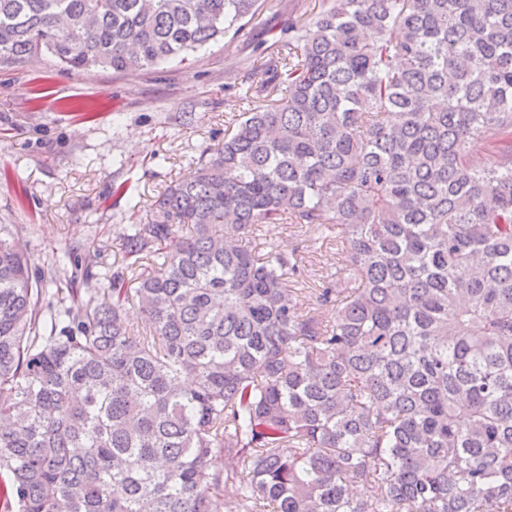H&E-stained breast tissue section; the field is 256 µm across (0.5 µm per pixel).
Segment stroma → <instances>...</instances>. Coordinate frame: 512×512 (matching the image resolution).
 Masks as SVG:
<instances>
[{
  "label": "stroma",
  "instance_id": "35a3bbf8",
  "mask_svg": "<svg viewBox=\"0 0 512 512\" xmlns=\"http://www.w3.org/2000/svg\"><path fill=\"white\" fill-rule=\"evenodd\" d=\"M321 4L266 0L243 33L135 75L76 74L44 51L0 65V224L24 225L32 264L56 265L60 279L72 273L65 253L73 246L96 251L101 272L120 269L124 228L156 219L166 185L223 140L252 65L276 52L289 23ZM121 184L128 198H113ZM275 242L302 259L305 287L336 271L335 232L320 238L283 224Z\"/></svg>",
  "mask_w": 512,
  "mask_h": 512
}]
</instances>
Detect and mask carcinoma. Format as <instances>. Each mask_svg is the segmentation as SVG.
Masks as SVG:
<instances>
[{"mask_svg": "<svg viewBox=\"0 0 512 512\" xmlns=\"http://www.w3.org/2000/svg\"><path fill=\"white\" fill-rule=\"evenodd\" d=\"M263 5L0 0V62L134 74ZM245 99L112 275L0 224V512H512V0H327ZM286 220L336 225L309 303L246 244Z\"/></svg>", "mask_w": 512, "mask_h": 512, "instance_id": "cac0c4a2", "label": "carcinoma"}]
</instances>
